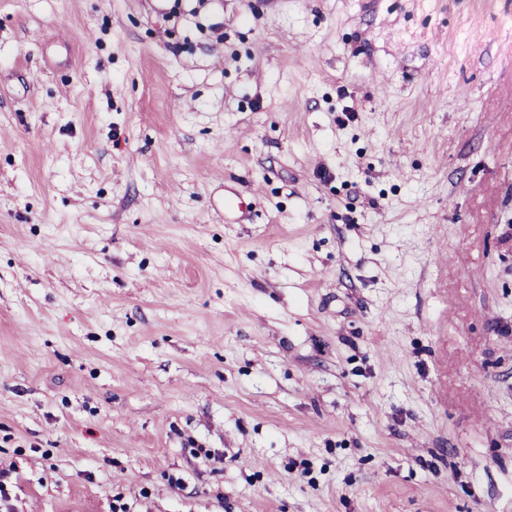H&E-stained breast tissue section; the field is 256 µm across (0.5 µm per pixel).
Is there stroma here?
I'll return each instance as SVG.
<instances>
[{"label": "stroma", "instance_id": "obj_1", "mask_svg": "<svg viewBox=\"0 0 512 512\" xmlns=\"http://www.w3.org/2000/svg\"><path fill=\"white\" fill-rule=\"evenodd\" d=\"M12 512H512V0H0Z\"/></svg>", "mask_w": 512, "mask_h": 512}]
</instances>
